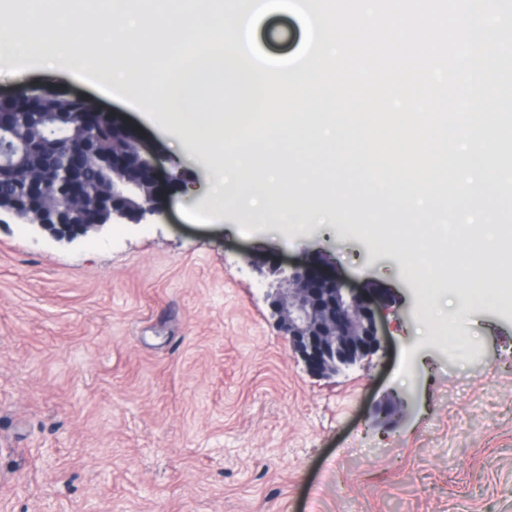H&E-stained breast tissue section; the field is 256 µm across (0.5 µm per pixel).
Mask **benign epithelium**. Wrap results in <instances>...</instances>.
Wrapping results in <instances>:
<instances>
[{
	"label": "benign epithelium",
	"instance_id": "1",
	"mask_svg": "<svg viewBox=\"0 0 512 512\" xmlns=\"http://www.w3.org/2000/svg\"><path fill=\"white\" fill-rule=\"evenodd\" d=\"M112 133L124 141L112 140L108 155L112 184L101 194L86 200L80 155L61 154L51 169L57 183L46 191L40 204L21 207L13 198L0 197V223L5 219L37 227L56 241L71 242L97 233L113 221L141 224L163 212L165 183L157 174L158 162L120 120L112 119ZM13 145V159L0 160V179L17 175L16 164L27 144L18 128L4 121L0 113V142ZM275 278L267 289L271 316L288 336L289 346L314 375H336L377 355L384 348L383 318L386 295L370 289L345 287L335 275L310 265L292 266L285 271L268 267Z\"/></svg>",
	"mask_w": 512,
	"mask_h": 512
}]
</instances>
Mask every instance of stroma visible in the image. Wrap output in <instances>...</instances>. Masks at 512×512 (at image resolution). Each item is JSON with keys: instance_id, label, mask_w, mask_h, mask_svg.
I'll return each mask as SVG.
<instances>
[{"instance_id": "35a3bbf8", "label": "stroma", "mask_w": 512, "mask_h": 512, "mask_svg": "<svg viewBox=\"0 0 512 512\" xmlns=\"http://www.w3.org/2000/svg\"><path fill=\"white\" fill-rule=\"evenodd\" d=\"M256 41L289 56L303 27L273 15ZM0 57V93L62 64ZM53 81L122 113L173 179L145 224L70 243L0 224V512H512V307L469 301L470 231L441 244L358 183L333 234L273 198L214 218L200 187L217 143L185 149L166 115ZM423 245L449 265L427 310ZM291 261L389 293L384 352L312 375L253 268Z\"/></svg>"}]
</instances>
